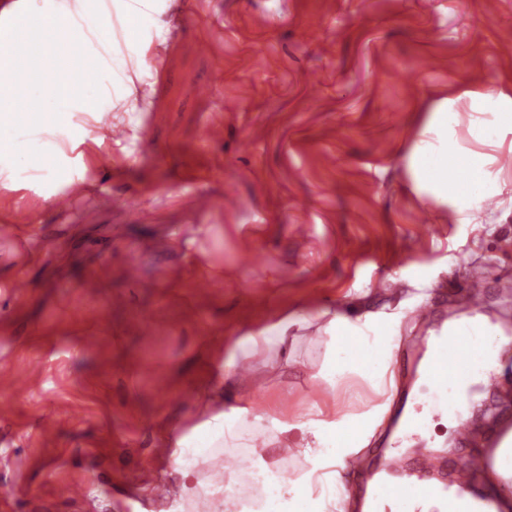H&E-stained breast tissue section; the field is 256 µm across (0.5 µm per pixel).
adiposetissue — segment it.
<instances>
[{"label": "adipose tissue", "instance_id": "obj_1", "mask_svg": "<svg viewBox=\"0 0 512 512\" xmlns=\"http://www.w3.org/2000/svg\"><path fill=\"white\" fill-rule=\"evenodd\" d=\"M150 4L151 0H13L0 10V43L6 46L20 39L29 47L21 66L9 51L0 52V69L14 72L13 82L0 83V108L12 107L18 84L27 87L37 103L34 116L0 125V175L21 167L41 168L31 139L44 134L48 118L66 120L65 136L75 142L82 131L69 124V117L107 111L131 95L125 72L129 62L145 59ZM116 34L122 43L113 46L112 63L107 66L98 47L111 44ZM48 70L62 76L67 94H59L49 83L34 85V75ZM379 323V314L370 311L332 315L324 327L328 354L323 375L334 385L348 375H360L376 388L381 403L365 414L352 415L315 402L297 421H275L277 432H298L305 460L296 479L275 485L270 482L268 462L249 447L259 428L250 418L249 405L211 414L175 438L170 460L181 482L169 512H183L185 502L196 495L200 464L243 450L256 481L270 484L271 491L260 499L236 500V512H345L351 497L343 477L345 462L368 444L381 425L388 409L383 398L395 388L391 345Z\"/></svg>", "mask_w": 512, "mask_h": 512}]
</instances>
